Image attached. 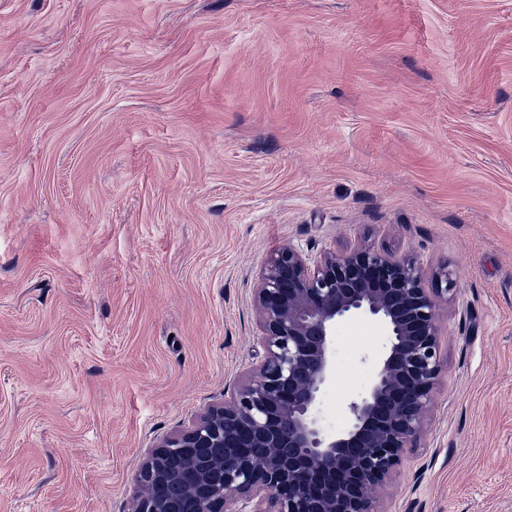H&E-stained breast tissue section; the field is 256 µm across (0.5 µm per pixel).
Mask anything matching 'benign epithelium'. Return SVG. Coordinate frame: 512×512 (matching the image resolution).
I'll list each match as a JSON object with an SVG mask.
<instances>
[{
    "mask_svg": "<svg viewBox=\"0 0 512 512\" xmlns=\"http://www.w3.org/2000/svg\"><path fill=\"white\" fill-rule=\"evenodd\" d=\"M452 291L448 273L427 288L413 258L369 246L317 259L280 248L254 293L255 363L146 454L131 512H380L376 493L424 429L442 369L438 306ZM355 315L378 320L388 343L346 405L347 428L326 436L315 408L336 373L332 328ZM168 485L178 499L161 493Z\"/></svg>",
    "mask_w": 512,
    "mask_h": 512,
    "instance_id": "obj_1",
    "label": "benign epithelium"
}]
</instances>
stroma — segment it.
<instances>
[{"instance_id":"35a3bbf8","label":"stroma","mask_w":512,"mask_h":512,"mask_svg":"<svg viewBox=\"0 0 512 512\" xmlns=\"http://www.w3.org/2000/svg\"><path fill=\"white\" fill-rule=\"evenodd\" d=\"M359 243L456 282L383 512H512V0H0V512H131L270 256ZM333 339L327 434L388 336Z\"/></svg>"}]
</instances>
